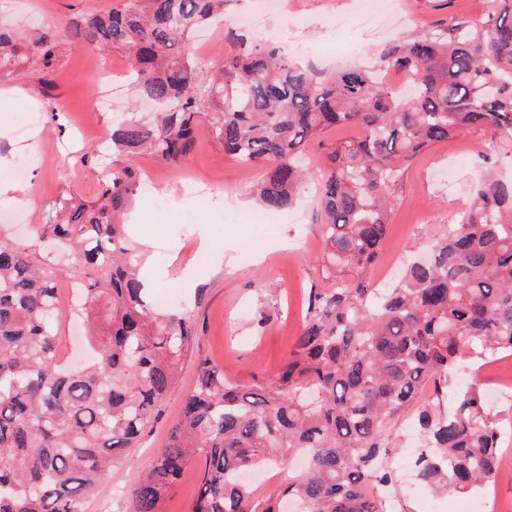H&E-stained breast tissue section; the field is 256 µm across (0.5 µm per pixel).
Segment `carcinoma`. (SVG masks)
<instances>
[{"label": "carcinoma", "instance_id": "cac0c4a2", "mask_svg": "<svg viewBox=\"0 0 512 512\" xmlns=\"http://www.w3.org/2000/svg\"><path fill=\"white\" fill-rule=\"evenodd\" d=\"M229 2L117 0L71 34L132 50V84L160 106L151 118L113 120L112 144L129 161L177 166L212 113L224 152L262 173L264 208L285 213L314 185L328 287L311 292L303 331L273 382L237 384L199 362L167 443L128 490V512H160L194 463L203 476L190 512H283L286 499L294 512H394L393 428L407 415L426 442L417 477L439 492H479L498 467L499 420L477 385L451 403L448 388L465 346L512 352V181L476 183L429 258L409 263L395 287H373L369 273L405 164L463 134L512 155V0H496L482 21L386 43L380 63L408 75L403 91L371 68L323 71L233 31V50L206 73L182 47ZM28 47L52 65L54 35L28 46L0 30V69ZM344 127L359 136L323 140ZM315 142L317 167L304 162ZM136 181L129 163L104 168L96 203L66 198L57 220L33 225L30 239L0 236V512H86L105 494L102 473L137 447L179 377L193 323L143 292L140 247L117 221ZM54 247L71 256L70 278L85 297L93 358L75 370L56 358ZM294 457L302 467L267 497L240 479Z\"/></svg>", "mask_w": 512, "mask_h": 512}]
</instances>
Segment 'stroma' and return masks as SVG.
Returning a JSON list of instances; mask_svg holds the SVG:
<instances>
[{"mask_svg":"<svg viewBox=\"0 0 512 512\" xmlns=\"http://www.w3.org/2000/svg\"><path fill=\"white\" fill-rule=\"evenodd\" d=\"M117 0H0V25L33 39L55 34L51 67L26 63L0 73V181L25 164L20 194L0 199V211H15L16 223L0 232L24 234L29 225L52 214L44 200L100 194V168L112 159L109 139L113 115L146 104L127 78L131 53L108 51L72 38L71 20L111 10ZM410 14L400 20L388 7L376 25L363 23L355 0H231L229 14L248 23L262 43L296 47L301 58L319 67L374 63L378 48L394 37H416L443 29L458 19H481L495 0H401ZM30 103L15 109L10 92ZM196 147L183 164L167 167L143 157L136 164L151 191L136 188L126 215L129 236L145 248L143 266L155 285L152 298L174 297L194 325L181 356L180 377L159 406L141 447L128 449L121 464L107 472L106 510L89 504L87 512H127L126 492L149 469L156 448L179 417L184 397L197 378L200 360H210L225 377L239 383L272 380L287 360L306 316L310 289L322 287L317 263L321 227L314 220V186L303 189L294 211L263 234L239 224L235 214L259 211L252 188L260 173L225 155L208 121H201ZM87 155L80 163L79 155ZM494 159L498 171H512V156L492 154L477 136L438 143L406 166V187L395 204L393 222L371 279L397 280L412 244L428 245L444 225L453 223L470 198L472 183ZM207 238L209 251L194 241ZM469 378L486 392L504 432L499 453L512 461V391H501L484 373L489 355L466 350Z\"/></svg>","mask_w":512,"mask_h":512,"instance_id":"obj_1","label":"stroma"}]
</instances>
